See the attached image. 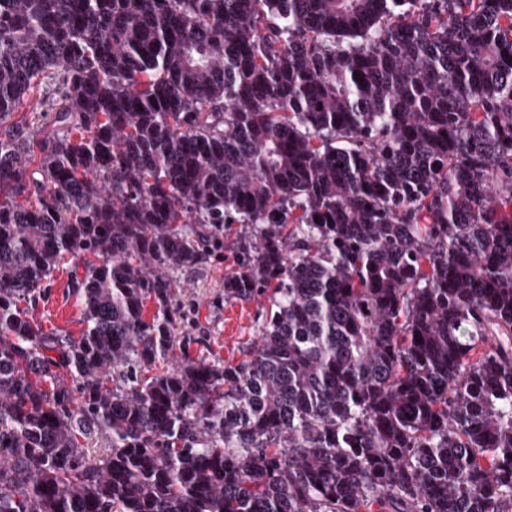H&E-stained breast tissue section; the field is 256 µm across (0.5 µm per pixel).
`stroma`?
I'll return each mask as SVG.
<instances>
[{
    "label": "stroma",
    "mask_w": 512,
    "mask_h": 512,
    "mask_svg": "<svg viewBox=\"0 0 512 512\" xmlns=\"http://www.w3.org/2000/svg\"><path fill=\"white\" fill-rule=\"evenodd\" d=\"M234 269V257L226 251L209 256L201 271L178 274L170 310L176 340L186 343L190 356L235 362L244 348L258 342L269 303L225 298L224 278ZM71 274L68 268L56 270L46 296L26 304L45 333L81 334L83 311Z\"/></svg>",
    "instance_id": "stroma-1"
}]
</instances>
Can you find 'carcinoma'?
<instances>
[{
	"label": "carcinoma",
	"mask_w": 512,
	"mask_h": 512,
	"mask_svg": "<svg viewBox=\"0 0 512 512\" xmlns=\"http://www.w3.org/2000/svg\"><path fill=\"white\" fill-rule=\"evenodd\" d=\"M0 512H512V0H0ZM235 269L233 255L224 249L210 254L200 272L177 274L178 286L170 303L176 350L169 361L157 362L149 374L165 371L179 360L184 340L191 357L221 363L239 361L243 349L258 342L269 303L266 297L224 299V277ZM71 274L70 267L56 270L45 298L20 304V308L28 309L29 316L47 334L59 332L75 338L81 336L83 311L78 295L72 292Z\"/></svg>",
	"instance_id": "obj_1"
}]
</instances>
